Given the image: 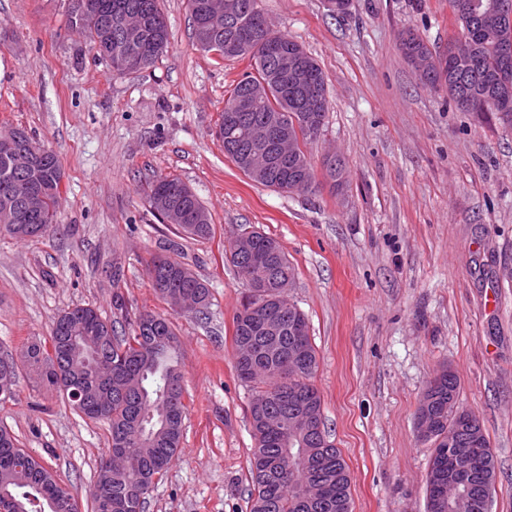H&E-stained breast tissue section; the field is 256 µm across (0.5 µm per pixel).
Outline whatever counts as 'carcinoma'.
<instances>
[{
    "instance_id": "obj_1",
    "label": "carcinoma",
    "mask_w": 512,
    "mask_h": 512,
    "mask_svg": "<svg viewBox=\"0 0 512 512\" xmlns=\"http://www.w3.org/2000/svg\"><path fill=\"white\" fill-rule=\"evenodd\" d=\"M86 2L103 21L127 9L139 11L146 20L147 38L152 41L159 37L169 44V28L160 0ZM205 2L188 0L196 40ZM243 2L245 12L219 33L222 39L241 28L252 31L251 40L235 57H249L253 72L239 80L231 94L266 82L267 90L263 91L258 111L245 113L244 125L260 123L266 109L279 111L294 140L288 170L308 172L309 182L298 193H310L317 182L308 145L318 139L326 113H318V120L312 125L303 121L297 96L279 88L271 77L269 59L258 48L265 39V33L254 28V20L262 12L260 0ZM70 25L84 36L100 59H105L98 30L85 20L81 5L76 2L72 3ZM400 50L406 59L425 58L429 72L418 79L425 85L438 86L447 57L436 56L428 43L410 29L400 35ZM475 51L477 63L463 62L458 67L466 82L468 100H458L451 83L448 96L464 110L493 112V95L480 85L477 66L488 68L495 64L494 42L479 40L475 42ZM222 143L224 155L240 171H245L239 160L249 147L244 129L237 130L234 138L224 139ZM322 165L325 177L337 187L343 184V162L325 158ZM29 177L37 187L45 189L49 198L59 192L63 173L48 159L30 171ZM160 190L179 206L172 223L185 237L199 241L212 236L211 216H206L202 224L195 220V214L207 208L185 182L178 177L161 176L151 184L147 200H153ZM56 226V213L49 205L43 216L14 229L6 227L4 231L15 239L32 240L55 231ZM250 235L253 248L272 255L276 267L273 275L264 274L262 266L242 257L233 241L225 253L226 261L246 285L260 277L267 281L263 293L249 294L233 318L234 346L248 343L253 349L251 356L236 358L237 375L241 381L257 385L248 407L254 439L249 459L252 482L249 512H352L351 473L340 449L329 440L321 395L313 383L318 360L308 320L296 305H285L280 300L295 280V266L276 239L254 228ZM147 275L158 297L171 309L186 299L195 304L196 314L209 309L212 294L207 282L185 263L156 255L147 264ZM267 307L278 313L279 330L274 335L262 328L260 314ZM54 324L49 342L28 346L24 366L35 370L47 389L67 399L73 410L84 417L90 414L82 404L107 395L112 401V412L101 418L109 431L105 451L128 454L137 463V467L125 471L97 469L89 489L93 512H144L154 480L164 476L178 454L188 413L173 325L160 314L145 312L136 317L129 329L120 330L116 321L102 316L91 306L67 308L58 314ZM458 395V377L446 369L434 378L422 396L443 424L457 423L463 427L459 444L453 448L448 447L446 436L436 433L429 438L433 451L427 473L426 512H448L438 491L437 464L442 457L456 464L458 473L469 485L467 496L457 499L455 512H486L485 500L496 491L495 456L479 419L472 414L467 420L458 414ZM298 415L312 416L311 431L304 438L310 465L302 468L288 464L290 434L265 422L269 417L291 419ZM19 450L18 440L0 427V501L14 500L15 512H50L48 500L72 495L49 466Z\"/></svg>"
}]
</instances>
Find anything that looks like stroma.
Masks as SVG:
<instances>
[{"label": "stroma", "mask_w": 512, "mask_h": 512, "mask_svg": "<svg viewBox=\"0 0 512 512\" xmlns=\"http://www.w3.org/2000/svg\"><path fill=\"white\" fill-rule=\"evenodd\" d=\"M70 0H0V132L25 129L64 177L58 230L0 233V349L23 352L57 315L92 306L124 321L167 314L189 402L181 448L145 512H248L247 407L233 317L247 291L224 251L241 227L277 239L296 268L287 297L308 319L325 428L352 475L353 512H425L432 447L421 396L442 369L482 423L497 461L491 512H512V128L419 82L399 48L411 29L436 52L461 28L449 0H261L277 32L320 65L328 91L314 166L336 152L342 188L290 194L255 184L216 136L250 59L196 46L187 0H161L169 46L132 76L112 74L69 26ZM161 176L186 182L211 214L210 239L182 238L146 198ZM168 255L206 280V314L169 310L146 275ZM123 309H116L114 299ZM0 426L91 512L107 444L36 374L21 370Z\"/></svg>", "instance_id": "1"}]
</instances>
